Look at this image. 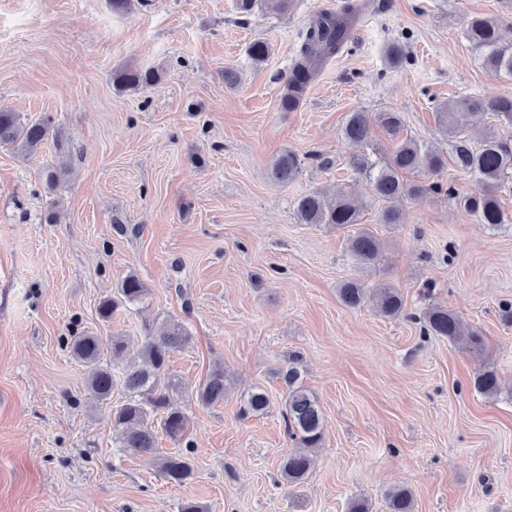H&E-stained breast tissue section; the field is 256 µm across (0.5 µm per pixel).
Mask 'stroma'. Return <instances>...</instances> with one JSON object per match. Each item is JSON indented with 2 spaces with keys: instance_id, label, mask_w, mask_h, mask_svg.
<instances>
[{
  "instance_id": "35a3bbf8",
  "label": "stroma",
  "mask_w": 512,
  "mask_h": 512,
  "mask_svg": "<svg viewBox=\"0 0 512 512\" xmlns=\"http://www.w3.org/2000/svg\"><path fill=\"white\" fill-rule=\"evenodd\" d=\"M345 0H291L287 13L240 16L234 0H0V107L51 134L35 154L0 145V512H349L354 500L388 512L409 489L414 512H512V182L499 192L504 225L491 229L442 194L402 201V221L357 170L394 142L372 127L349 147L354 111L401 113L405 136L452 157L438 103L512 94L465 37L476 15L512 43V0H355L362 21L324 62L299 108L280 109L309 21ZM257 40L270 55L247 54ZM407 56L389 66L385 51ZM237 70L236 87L224 84ZM119 68H154L161 80L118 91ZM294 152L301 170L276 182L272 162ZM55 184L43 176L46 167ZM351 191L380 239L379 261L347 254L353 228L297 223V201ZM149 290L157 323L182 322L189 343L171 356L188 418L194 473L166 481L159 461L122 457L111 414L68 346L82 332L143 340L132 309L103 321L98 306L129 275ZM399 288L397 319L351 308L340 285ZM429 287L431 299L420 290ZM477 331L474 351L422 331L428 304ZM317 397L325 430L303 483L279 475L294 449L285 433L290 355ZM223 365L222 404L195 387ZM495 368L500 392L471 381ZM268 393L266 414L240 418L242 393Z\"/></svg>"
}]
</instances>
